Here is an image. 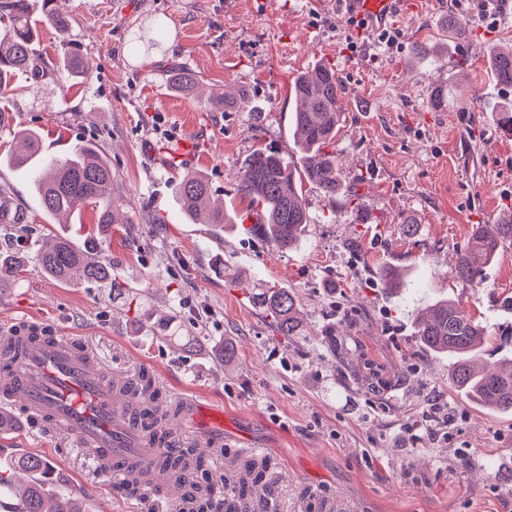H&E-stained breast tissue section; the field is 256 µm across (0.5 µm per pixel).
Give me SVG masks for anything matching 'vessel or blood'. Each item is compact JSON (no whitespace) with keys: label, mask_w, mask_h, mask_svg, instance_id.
I'll return each mask as SVG.
<instances>
[{"label":"vessel or blood","mask_w":512,"mask_h":512,"mask_svg":"<svg viewBox=\"0 0 512 512\" xmlns=\"http://www.w3.org/2000/svg\"><path fill=\"white\" fill-rule=\"evenodd\" d=\"M341 7L373 34L392 25L403 2L343 0ZM1 348L11 350L14 361L0 381V413L21 423H49L98 472L138 475L139 500L166 504L169 512L182 506L174 478L158 467L161 456L176 453L175 438L155 440L134 426L129 410L140 393L133 383L103 369L72 337L43 333L25 321L0 327ZM189 418L199 425L202 442L221 447L214 426L222 422V414L201 405Z\"/></svg>","instance_id":"obj_1"}]
</instances>
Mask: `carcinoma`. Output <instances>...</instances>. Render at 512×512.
Wrapping results in <instances>:
<instances>
[{
	"label": "carcinoma",
	"instance_id": "carcinoma-1",
	"mask_svg": "<svg viewBox=\"0 0 512 512\" xmlns=\"http://www.w3.org/2000/svg\"><path fill=\"white\" fill-rule=\"evenodd\" d=\"M1 22L8 24L9 33L0 37V94L11 91L10 77L18 72L30 75L35 82L45 80L48 65L35 48L29 0H0ZM41 22L61 33L72 25L70 16L54 6L53 0H44ZM489 65L496 81L512 85V51L496 52ZM63 66L77 76L87 74L90 69L89 61L68 49L63 53ZM167 72L175 90L190 92L195 88L196 78L183 66L172 64ZM293 92L300 103L293 128L302 154L301 168H295L277 151L256 149L242 165L239 184L255 211L258 229L281 250L297 245L310 223L303 183L314 185L331 198L343 185L336 154L327 151L345 117L342 85L336 69L321 63L313 65L294 79ZM17 137L19 148L11 160L20 168H40L32 182L42 209L57 223H71L72 216L83 208L96 212L101 232L112 229L114 224L129 223L122 218L124 203L112 196V166L97 143H80L66 155L53 157L43 154L41 139L33 131L22 129ZM176 193L185 216L203 224L224 226V210L210 206V187L203 176L184 175L177 183ZM26 223L27 215L8 193L0 191V224ZM510 242L512 222L479 225L471 241L458 253L456 277L471 284L480 283L483 268ZM38 261L46 274L61 282L90 281L113 286L112 269L106 260L98 257V249L78 250L64 237H57L50 249L39 254ZM23 265L19 256H0V284L19 276ZM378 276L386 288L419 289L418 284L405 280L395 266L381 268ZM258 288L256 299L268 308L278 332L283 336L296 335L299 320L294 295L285 287L260 284ZM414 322L423 346L453 359L451 383L455 388L484 407L512 415V361L507 367L473 365L479 355L478 346L487 336L483 325L468 316L454 300L445 297L417 311ZM141 381L145 400L136 415L143 418L144 431L153 436L158 423L168 421L169 414L160 412L159 392L152 379L143 374ZM160 467L198 494L201 504L195 512H205L216 482L204 475L203 463L193 460L192 452L183 451L176 457L163 458ZM12 468L31 475V480L17 485L18 512H81L78 501L48 489L38 477L45 468L39 456H21ZM243 468L251 483L259 484L263 482L268 463L246 462Z\"/></svg>",
	"mask_w": 512,
	"mask_h": 512
}]
</instances>
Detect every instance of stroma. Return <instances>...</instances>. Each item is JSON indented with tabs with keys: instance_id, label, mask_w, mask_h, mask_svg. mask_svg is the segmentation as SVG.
<instances>
[{
	"instance_id": "obj_1",
	"label": "stroma",
	"mask_w": 512,
	"mask_h": 512,
	"mask_svg": "<svg viewBox=\"0 0 512 512\" xmlns=\"http://www.w3.org/2000/svg\"><path fill=\"white\" fill-rule=\"evenodd\" d=\"M418 2L397 23L396 46L372 39L353 53L335 0H62L71 28H38L51 79L33 86L19 75L0 95V188L29 218L25 270L0 286V324L62 330L107 368L148 372L167 401L203 396L223 411L225 435L268 461L281 512H512V415L453 387L451 359L419 345L409 295L376 275L391 262L424 290L445 291L487 328L481 362L512 358V245L480 286L453 274L478 225L512 219V135L495 121L512 108V86L486 62L488 50L512 49V2L492 27L456 0ZM451 19L466 38L447 30ZM159 20L158 47L133 51L134 35ZM418 44L432 45L430 59L417 58ZM67 48L92 62L90 75L64 68ZM320 61L343 86L335 151L345 191L331 199L304 184L310 222L282 251L253 230L241 166L265 146L299 163L292 83ZM172 63L195 74L197 92L172 90ZM438 84L449 88L442 112L429 106ZM223 91L232 101L212 111L207 97ZM23 128L40 132L46 154L91 139L109 158L131 221L113 225L101 256L122 298L38 264L43 242L67 235L82 247L97 224L87 210L75 225L43 214L29 173L6 161ZM188 171L204 173L233 226L184 218L173 185ZM407 222L418 225L409 240ZM258 282L294 294L297 335H280L254 304ZM167 316L173 341L156 329ZM371 361L391 382L385 392L367 388ZM7 438L1 462L38 455L54 491L85 512H128L131 491L116 483L102 493L104 478L45 427L16 426Z\"/></svg>"
}]
</instances>
